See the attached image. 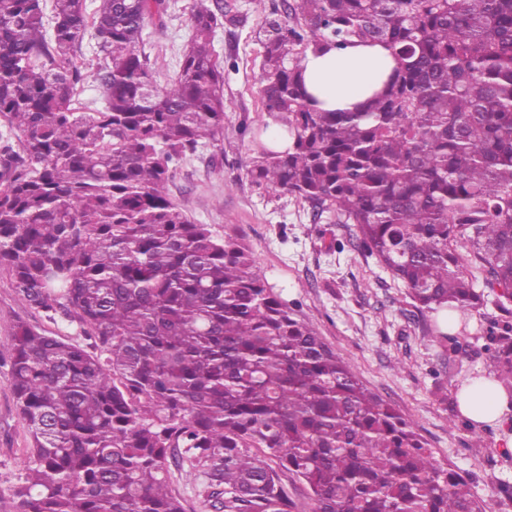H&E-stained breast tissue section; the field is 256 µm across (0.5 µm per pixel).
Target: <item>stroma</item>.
<instances>
[{"instance_id":"stroma-1","label":"stroma","mask_w":512,"mask_h":512,"mask_svg":"<svg viewBox=\"0 0 512 512\" xmlns=\"http://www.w3.org/2000/svg\"><path fill=\"white\" fill-rule=\"evenodd\" d=\"M197 0H168L163 23H148L146 50L158 63L153 81H170L188 38ZM283 0H224V25L214 38L224 67V135L199 147L173 168L169 193L195 223L210 225L249 246L269 287L311 322L319 336L359 373L363 383L390 402L426 440L435 461L470 484L486 512H512V450L501 429L477 431L458 410L457 392L468 379L492 373L485 352L488 330L503 314L488 296L467 325L448 324L444 313L420 314L405 288L375 258L350 244V232L334 209L315 214L288 192L257 184L246 167L270 142L286 134L285 114L267 111L260 92L268 21L287 23ZM25 321L53 336L77 340L76 325L53 322L17 294L0 271V354L8 355L14 325ZM451 330L457 356L427 333ZM30 440L0 367V512H18L14 495Z\"/></svg>"}]
</instances>
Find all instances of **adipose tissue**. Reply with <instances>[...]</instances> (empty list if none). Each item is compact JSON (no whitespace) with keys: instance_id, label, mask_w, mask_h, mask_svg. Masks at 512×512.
<instances>
[{"instance_id":"1","label":"adipose tissue","mask_w":512,"mask_h":512,"mask_svg":"<svg viewBox=\"0 0 512 512\" xmlns=\"http://www.w3.org/2000/svg\"><path fill=\"white\" fill-rule=\"evenodd\" d=\"M389 50L381 45H358L322 54H307L302 62L309 93L319 109L346 110L365 101L393 67ZM462 417L477 426H496L512 412V394L493 379L468 380L457 393Z\"/></svg>"}]
</instances>
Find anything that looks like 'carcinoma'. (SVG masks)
Instances as JSON below:
<instances>
[{"instance_id":"cac0c4a2","label":"carcinoma","mask_w":512,"mask_h":512,"mask_svg":"<svg viewBox=\"0 0 512 512\" xmlns=\"http://www.w3.org/2000/svg\"><path fill=\"white\" fill-rule=\"evenodd\" d=\"M269 22L261 93L288 148L251 179L334 206L420 312L512 304V0H291ZM165 0H0V270L90 349L15 324L9 383L31 444L19 512H186L170 465L215 512H482L411 422L267 286L249 248L171 200L173 166L224 132L200 0L175 76L152 81ZM92 31L101 107L73 58ZM382 44L397 61L351 112L309 104L307 51ZM512 387V322L488 331ZM282 484L288 491V496L297 505L296 512H312L313 502L309 499L304 486L292 478L288 473L281 474Z\"/></svg>"}]
</instances>
